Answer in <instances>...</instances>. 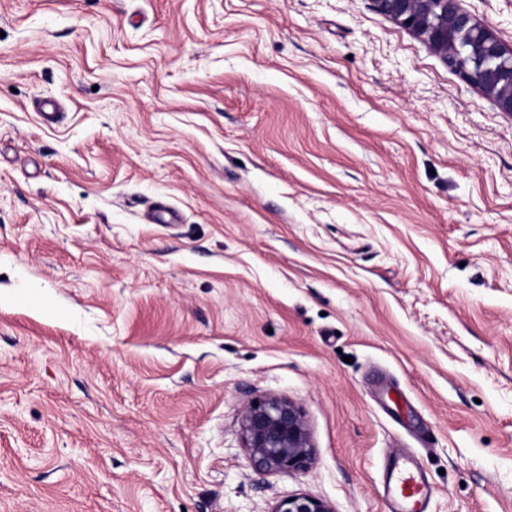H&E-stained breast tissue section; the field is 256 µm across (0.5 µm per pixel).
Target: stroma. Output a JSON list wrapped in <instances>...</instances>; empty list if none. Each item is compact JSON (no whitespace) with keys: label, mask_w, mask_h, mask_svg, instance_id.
Here are the masks:
<instances>
[{"label":"stroma","mask_w":512,"mask_h":512,"mask_svg":"<svg viewBox=\"0 0 512 512\" xmlns=\"http://www.w3.org/2000/svg\"><path fill=\"white\" fill-rule=\"evenodd\" d=\"M399 451L512 512V117L371 0H0V512H389ZM244 447L254 466L266 473L288 474L306 468L314 449L302 408L277 395L250 401L242 418ZM293 498V501H290ZM272 512H334L322 499L310 495H293L280 500Z\"/></svg>","instance_id":"stroma-1"}]
</instances>
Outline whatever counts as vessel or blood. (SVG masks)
Segmentation results:
<instances>
[{
	"label": "vessel or blood",
	"mask_w": 512,
	"mask_h": 512,
	"mask_svg": "<svg viewBox=\"0 0 512 512\" xmlns=\"http://www.w3.org/2000/svg\"><path fill=\"white\" fill-rule=\"evenodd\" d=\"M385 495L391 512H425L431 489L411 454L399 452L390 458Z\"/></svg>",
	"instance_id": "b4317fda"
}]
</instances>
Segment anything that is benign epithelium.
<instances>
[{"label":"benign epithelium","instance_id":"benign-epithelium-1","mask_svg":"<svg viewBox=\"0 0 512 512\" xmlns=\"http://www.w3.org/2000/svg\"><path fill=\"white\" fill-rule=\"evenodd\" d=\"M374 9L408 30L449 70L512 116V45L461 6V0H371ZM244 447L254 466L288 474L307 467L314 455L302 408L277 395L250 401L242 418ZM272 512H334L310 495L280 500Z\"/></svg>","mask_w":512,"mask_h":512}]
</instances>
